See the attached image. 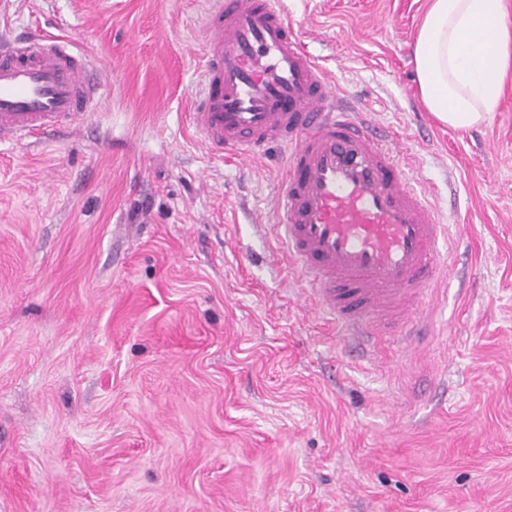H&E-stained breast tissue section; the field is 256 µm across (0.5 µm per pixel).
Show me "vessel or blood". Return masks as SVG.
I'll use <instances>...</instances> for the list:
<instances>
[{"label":"vessel or blood","mask_w":512,"mask_h":512,"mask_svg":"<svg viewBox=\"0 0 512 512\" xmlns=\"http://www.w3.org/2000/svg\"><path fill=\"white\" fill-rule=\"evenodd\" d=\"M192 125L246 160L287 146L273 230L335 324L380 345L448 270L445 226L377 127L342 103L305 52L285 0H211ZM90 69L67 43L0 38V141L51 136L94 112Z\"/></svg>","instance_id":"vessel-or-blood-1"}]
</instances>
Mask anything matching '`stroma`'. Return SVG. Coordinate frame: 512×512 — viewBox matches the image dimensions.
Here are the masks:
<instances>
[{
  "mask_svg": "<svg viewBox=\"0 0 512 512\" xmlns=\"http://www.w3.org/2000/svg\"><path fill=\"white\" fill-rule=\"evenodd\" d=\"M429 0H288L352 111L397 132L451 247L426 346L321 322L269 231L287 150L191 124L208 0H15L109 92L0 142V512H512V71L457 131L412 44Z\"/></svg>",
  "mask_w": 512,
  "mask_h": 512,
  "instance_id": "1",
  "label": "stroma"
}]
</instances>
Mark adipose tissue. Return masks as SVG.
<instances>
[{
  "mask_svg": "<svg viewBox=\"0 0 512 512\" xmlns=\"http://www.w3.org/2000/svg\"><path fill=\"white\" fill-rule=\"evenodd\" d=\"M414 61L421 100L438 121L454 130L486 121L512 64L504 0H430Z\"/></svg>",
  "mask_w": 512,
  "mask_h": 512,
  "instance_id": "ef3b65f1",
  "label": "adipose tissue"
}]
</instances>
